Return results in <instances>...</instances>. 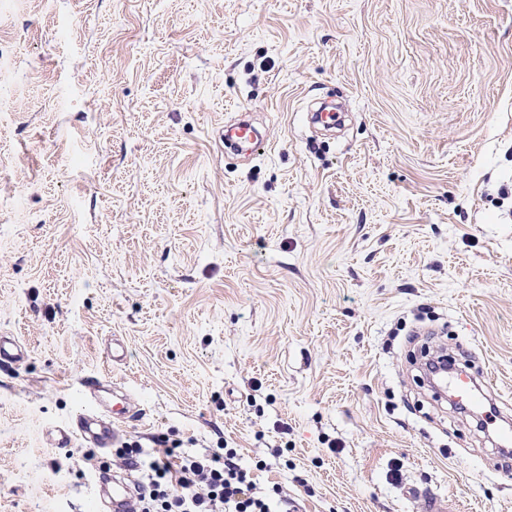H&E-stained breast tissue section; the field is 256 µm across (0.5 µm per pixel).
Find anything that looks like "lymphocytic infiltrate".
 <instances>
[{
	"label": "lymphocytic infiltrate",
	"instance_id": "f902f5d3",
	"mask_svg": "<svg viewBox=\"0 0 512 512\" xmlns=\"http://www.w3.org/2000/svg\"><path fill=\"white\" fill-rule=\"evenodd\" d=\"M121 457L142 476L135 512H269L265 496L237 465L235 449L189 455L137 445Z\"/></svg>",
	"mask_w": 512,
	"mask_h": 512
}]
</instances>
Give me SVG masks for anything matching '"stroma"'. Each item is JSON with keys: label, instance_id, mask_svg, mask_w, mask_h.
Here are the masks:
<instances>
[{"label": "stroma", "instance_id": "1", "mask_svg": "<svg viewBox=\"0 0 512 512\" xmlns=\"http://www.w3.org/2000/svg\"><path fill=\"white\" fill-rule=\"evenodd\" d=\"M1 335L0 512H94L89 377L271 512H512V0H0ZM73 434L100 448L110 447L114 439L110 416L100 412L98 406L82 408L72 428L57 430L55 441L59 446L67 447Z\"/></svg>", "mask_w": 512, "mask_h": 512}]
</instances>
